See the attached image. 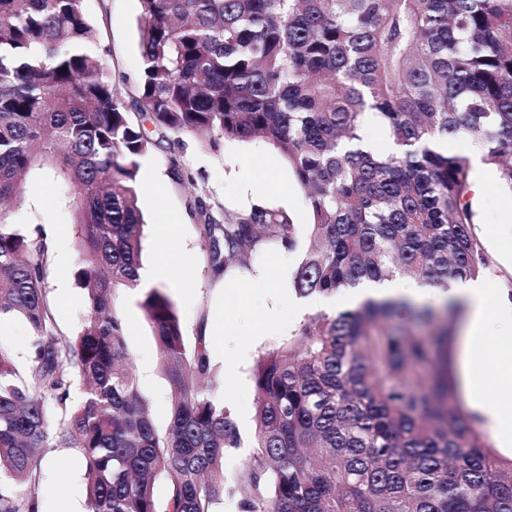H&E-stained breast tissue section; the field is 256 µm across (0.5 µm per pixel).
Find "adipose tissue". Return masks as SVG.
<instances>
[{
	"label": "adipose tissue",
	"instance_id": "1",
	"mask_svg": "<svg viewBox=\"0 0 512 512\" xmlns=\"http://www.w3.org/2000/svg\"><path fill=\"white\" fill-rule=\"evenodd\" d=\"M448 295L466 308L463 334L457 343L470 409L489 423L502 447L511 448L512 399L489 400L481 386L488 359L512 353V298L493 294L487 284L479 281L457 284Z\"/></svg>",
	"mask_w": 512,
	"mask_h": 512
}]
</instances>
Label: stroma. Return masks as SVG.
<instances>
[{"mask_svg":"<svg viewBox=\"0 0 512 512\" xmlns=\"http://www.w3.org/2000/svg\"><path fill=\"white\" fill-rule=\"evenodd\" d=\"M85 6L100 33L106 70L124 96H133L140 80L139 0H85ZM141 167L162 175L154 185L138 184V204L146 221L143 265L161 259L171 265L172 278L159 288L178 311L186 343H193L199 322L224 321V332L212 348L211 358L219 385L217 395L225 399L232 418L237 419L242 437L241 447L228 449L224 456V474L232 482L253 456L257 361L298 325L288 313L296 298L292 277L300 256L267 250L251 256L249 269L225 280L214 278L198 231L195 201L204 199L219 217L258 204L285 211L295 223L305 224L309 221L305 195L284 159L261 140L227 141L213 150L201 138L188 136L176 150H155L142 160ZM186 174L196 179V194H189L184 186ZM25 193L30 207L17 214L19 227L36 222L47 229L57 224L67 236H74L73 214L53 178L43 173L31 175ZM473 206L475 232L489 264L485 277L493 288L512 289V196L501 192L491 175L474 196ZM165 224L174 225V237L161 235ZM77 264L74 258L64 266L51 262L47 279L56 323L67 336L79 332L86 311L85 292L74 277ZM144 294L141 287L122 291L119 311L140 392L156 427L162 430L170 419V387L141 307ZM84 473L82 458L70 449L49 451L41 486L43 512H58L63 505L86 512Z\"/></svg>","mask_w":512,"mask_h":512,"instance_id":"1","label":"stroma"}]
</instances>
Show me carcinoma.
Segmentation results:
<instances>
[{"label":"carcinoma","mask_w":512,"mask_h":512,"mask_svg":"<svg viewBox=\"0 0 512 512\" xmlns=\"http://www.w3.org/2000/svg\"><path fill=\"white\" fill-rule=\"evenodd\" d=\"M141 80L127 104L102 62L84 0H0V318L19 317L29 358L0 346V512H41L43 461L85 462L88 512H215L224 453L241 435L214 394L210 337L192 347L156 288L142 303L170 385L156 428L127 357L118 299L139 285L140 159L204 133L261 139L304 189L301 246L288 214L196 207L215 277L269 249H303L292 287L334 296L363 280L448 289L488 261L474 235L473 174L458 139L512 195V0H139ZM66 71H61V68ZM396 146L364 145L366 119ZM45 171L75 214L87 312L62 335L42 226L16 227L23 179ZM409 302L367 298L316 313L262 356L242 512H512V458L459 397L451 347L396 323ZM83 398L70 404L75 380ZM169 478L164 497L155 488Z\"/></svg>","instance_id":"carcinoma-1"}]
</instances>
